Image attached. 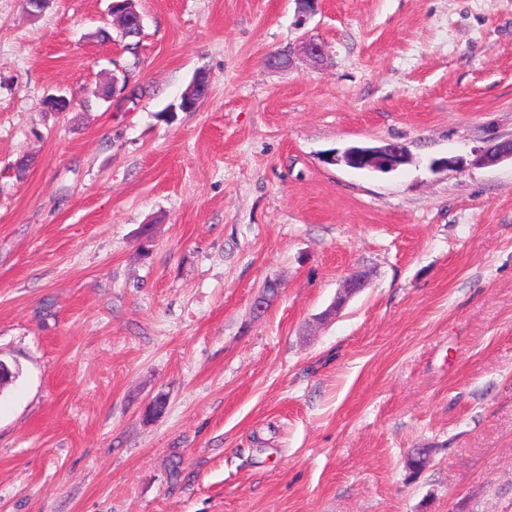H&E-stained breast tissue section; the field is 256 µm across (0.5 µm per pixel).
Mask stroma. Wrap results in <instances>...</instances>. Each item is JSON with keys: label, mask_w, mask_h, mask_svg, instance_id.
<instances>
[{"label": "stroma", "mask_w": 512, "mask_h": 512, "mask_svg": "<svg viewBox=\"0 0 512 512\" xmlns=\"http://www.w3.org/2000/svg\"><path fill=\"white\" fill-rule=\"evenodd\" d=\"M109 4L0 0V512H512V0ZM345 159L350 167H361L364 170L382 171L383 169L394 170L405 164L407 160V149L396 142L387 143L381 147H360L354 146L344 152L340 157L334 153L326 158L332 164L342 162ZM364 277L360 273L354 272L350 274L344 282L343 288H341V292L336 297V300L333 302V304L325 310L321 316V320H327L332 315L336 314V311L339 310L349 298H351L353 295L361 291V289L364 287Z\"/></svg>", "instance_id": "obj_1"}]
</instances>
